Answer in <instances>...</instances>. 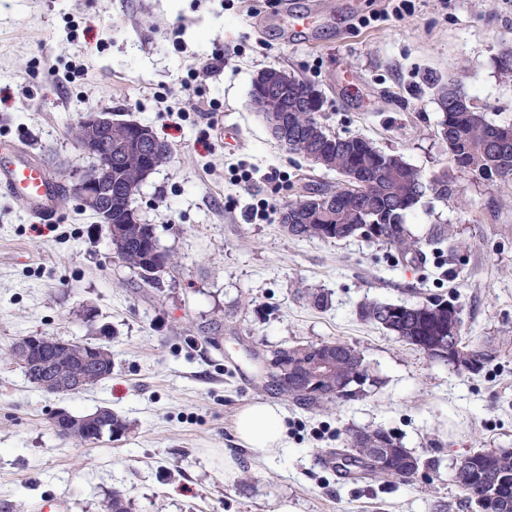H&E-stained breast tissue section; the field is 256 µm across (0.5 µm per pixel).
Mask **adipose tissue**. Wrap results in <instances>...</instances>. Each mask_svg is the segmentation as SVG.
Masks as SVG:
<instances>
[{
	"label": "adipose tissue",
	"instance_id": "ef3b65f1",
	"mask_svg": "<svg viewBox=\"0 0 512 512\" xmlns=\"http://www.w3.org/2000/svg\"><path fill=\"white\" fill-rule=\"evenodd\" d=\"M235 426L240 442L257 456L284 445L283 415L275 405H248L238 412Z\"/></svg>",
	"mask_w": 512,
	"mask_h": 512
}]
</instances>
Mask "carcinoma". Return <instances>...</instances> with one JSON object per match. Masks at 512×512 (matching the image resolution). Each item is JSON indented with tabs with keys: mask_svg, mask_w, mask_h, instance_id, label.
I'll use <instances>...</instances> for the list:
<instances>
[{
	"mask_svg": "<svg viewBox=\"0 0 512 512\" xmlns=\"http://www.w3.org/2000/svg\"><path fill=\"white\" fill-rule=\"evenodd\" d=\"M500 77L512 81V47L506 48L496 65ZM438 97L446 102V111L442 113L441 129L447 131L443 141L448 153L461 170L483 175L512 176V136L499 137V126L488 122L473 99L462 93L455 80L450 79L438 91ZM295 128L291 130L288 151L303 157L316 152L320 147L329 149V169L338 173L357 166L367 174L381 175V190L371 192L361 198L345 190L342 184L331 189L330 206L317 204L309 194H302L288 201L285 207L301 217L297 224H286L288 235L297 240L319 239L333 240L336 230L342 231L343 238L358 235L359 226L376 221L378 224H393L396 231L392 234L367 237V240L381 244L395 259H404L409 255L422 253L425 246L442 243L446 229L442 228L435 236L421 240L410 235L403 218L413 209L431 181L403 156L392 159L373 144L357 137L349 141L326 131L318 112L293 113ZM130 135L129 128L121 123L112 127V170L113 179L123 180L133 186L140 184L144 165L141 157L125 152V142ZM132 198H124L113 209V233L122 241L121 262L132 272L156 263L151 247L150 225L126 223L125 211L131 207ZM167 264L156 277H142L140 281L147 288L159 289L164 277L178 266L177 258L166 252ZM459 304L458 299L450 301L442 297H432L418 304H390L378 301H366L359 308V317L378 325L396 336L401 342L426 353V347L453 346L455 362L449 367L462 373L479 374L496 357L497 349L487 339L472 338L459 328L448 341V322L450 314L446 305ZM395 307L400 314L395 318L383 316V312ZM288 351V363L300 365L321 354H329L334 362V380L336 386L345 387L365 376V381L375 385L377 379L368 371V363L361 350L341 341H321L296 344L286 349L279 347L270 351L278 357ZM46 364L80 375L86 385L94 386L112 377V350L101 343L83 340L64 342L60 348L49 345L44 349ZM288 401L308 409L328 411L346 397L331 393L323 388L309 387L301 380H292L288 385L276 387ZM101 426L105 434L111 436L117 432L125 435L129 424L112 410L101 412ZM383 452L390 456L392 469L382 471L375 467V456ZM333 459L341 464L342 476L352 481L366 479H384L387 481H407L405 474L421 467V460L403 448L394 435L382 427H363L348 430L343 446L328 451ZM451 482L463 494L466 501L483 512L480 499L489 490L509 485L511 492L493 499L492 512H512V451L497 448H473L465 452L457 461L449 475ZM106 512H130V498L123 490H114L105 505Z\"/></svg>",
	"mask_w": 512,
	"mask_h": 512,
	"instance_id": "carcinoma-1",
	"label": "carcinoma"
}]
</instances>
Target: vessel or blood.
I'll return each instance as SVG.
<instances>
[{"instance_id": "b4317fda", "label": "vessel or blood", "mask_w": 512, "mask_h": 512, "mask_svg": "<svg viewBox=\"0 0 512 512\" xmlns=\"http://www.w3.org/2000/svg\"><path fill=\"white\" fill-rule=\"evenodd\" d=\"M0 190L19 198L39 214L55 207L52 187L43 169L25 156L19 163L0 167Z\"/></svg>"}]
</instances>
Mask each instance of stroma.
<instances>
[{"label": "stroma", "instance_id": "obj_1", "mask_svg": "<svg viewBox=\"0 0 512 512\" xmlns=\"http://www.w3.org/2000/svg\"><path fill=\"white\" fill-rule=\"evenodd\" d=\"M0 0V155L31 153L50 177L86 170L69 134L84 112L150 125L169 162L133 205L180 265L161 289L112 256L105 225L77 207L45 219L0 192V348L41 333L105 341L112 377L56 396L0 363V512H105L112 490L131 512H474L448 476L474 442L512 450V178L456 168L439 135L435 87L453 79L489 121L512 125V84L496 59L512 45V0ZM224 51L221 71L206 73ZM308 80L323 123L401 154L427 191L404 223L453 237L416 262L361 238L296 240L278 208L304 183L333 186L286 151L247 107L266 67ZM200 105L189 111L179 90ZM274 209L250 219L259 200ZM321 291L325 308L305 291ZM459 296L467 335L499 355L477 375L433 363L360 319L366 301ZM348 342L378 383L311 412L277 393L260 354ZM256 401L284 412L285 448L258 458L235 418ZM107 406L132 424L120 439L76 446L58 409ZM352 427L392 431L423 467L409 483L341 479L326 456ZM238 471L225 479L223 461Z\"/></svg>", "mask_w": 512, "mask_h": 512}]
</instances>
